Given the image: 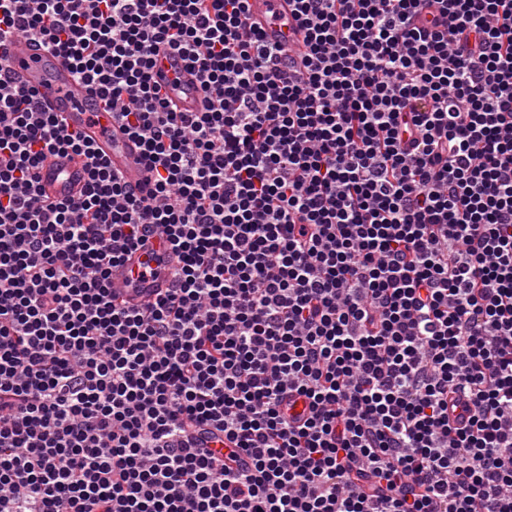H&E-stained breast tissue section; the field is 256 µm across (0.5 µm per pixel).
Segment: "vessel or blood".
<instances>
[{
  "mask_svg": "<svg viewBox=\"0 0 512 512\" xmlns=\"http://www.w3.org/2000/svg\"><path fill=\"white\" fill-rule=\"evenodd\" d=\"M247 7L252 23L267 40L287 44L298 53L304 52L303 35L288 0H248ZM7 55L14 77L26 86L36 88L41 101L63 118L67 129L88 137L129 184L146 185L147 166L138 142L121 130L112 117L111 108L75 81L61 58L20 37L8 44ZM152 76L173 98L180 111L201 110L199 83L179 55L161 54L152 69ZM86 178L85 159L71 152L47 155L37 170L40 187L58 200L78 196ZM172 265L170 252L152 239L113 268L112 284L130 302L152 298L168 288Z\"/></svg>",
  "mask_w": 512,
  "mask_h": 512,
  "instance_id": "1",
  "label": "vessel or blood"
}]
</instances>
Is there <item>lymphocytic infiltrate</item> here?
Listing matches in <instances>:
<instances>
[{"label":"lymphocytic infiltrate","mask_w":512,"mask_h":512,"mask_svg":"<svg viewBox=\"0 0 512 512\" xmlns=\"http://www.w3.org/2000/svg\"><path fill=\"white\" fill-rule=\"evenodd\" d=\"M290 2L300 60L247 0H0L152 176L0 57V512H512V0ZM150 235L171 286L130 305ZM152 76L173 98L180 111H201L199 83L179 55L172 52L161 54L152 69ZM86 178L85 159L72 152L48 154L37 170L40 187L57 200L78 196ZM172 265L170 252L150 237L144 248L132 251L112 269V284L133 303L156 297L168 288Z\"/></svg>","instance_id":"lymphocytic-infiltrate-1"}]
</instances>
